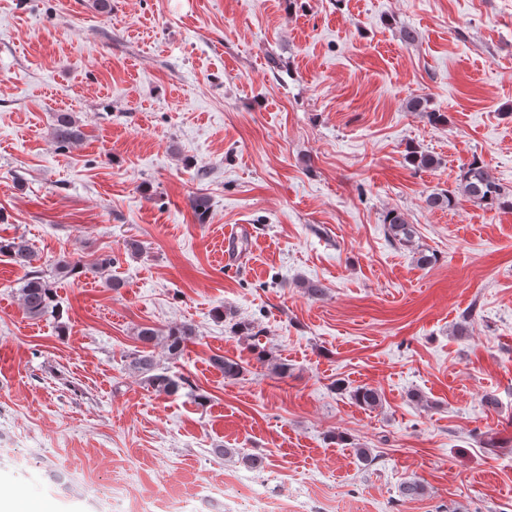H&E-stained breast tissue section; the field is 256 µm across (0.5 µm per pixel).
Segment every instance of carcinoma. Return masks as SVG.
Wrapping results in <instances>:
<instances>
[{"instance_id": "obj_1", "label": "carcinoma", "mask_w": 512, "mask_h": 512, "mask_svg": "<svg viewBox=\"0 0 512 512\" xmlns=\"http://www.w3.org/2000/svg\"><path fill=\"white\" fill-rule=\"evenodd\" d=\"M53 136L56 142L65 146L78 137L76 120L73 115L61 112L56 117L53 128ZM408 162L417 169H431L438 164V160L431 154L412 150L408 153ZM465 198L479 207L489 209L512 211V192L504 190L494 169L485 161L475 158L463 169L458 176V183L453 190L442 189L429 194L426 199L427 208L451 209L459 198ZM383 224L388 239L392 243L407 245L412 242L414 235L413 226L407 222L403 214L394 210L386 212ZM0 255H6L16 264L29 269L28 277L18 288L20 302L25 314L32 320H40L44 317H53L59 332L65 331L63 322V309H61L54 285L56 280L62 278H78L83 274L91 273L105 276L114 259L107 255L96 260L92 264H86L80 260L60 259L52 264L50 271L34 265L39 260L32 246L23 239H1ZM105 281L112 288L120 287V283L110 276H105ZM197 336L193 323L184 321L159 330L154 327L143 326L137 330V339L145 347L164 343L168 354L174 358L181 356L185 344ZM215 368L224 373L226 378L240 376L245 367L243 362L215 356L212 358ZM128 368L131 372L141 376L144 381L155 391L165 395H175L185 387H192V383L185 377L174 378L166 372L159 370L153 353L143 350H135L129 355ZM353 399L362 407L374 409L381 405L382 396L378 389L360 386L353 391Z\"/></svg>"}]
</instances>
